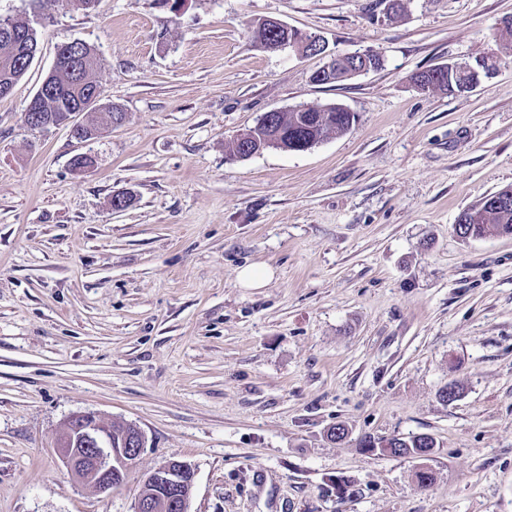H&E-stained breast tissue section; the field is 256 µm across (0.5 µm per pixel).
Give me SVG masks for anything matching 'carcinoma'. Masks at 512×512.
I'll list each match as a JSON object with an SVG mask.
<instances>
[{
    "label": "carcinoma",
    "instance_id": "carcinoma-1",
    "mask_svg": "<svg viewBox=\"0 0 512 512\" xmlns=\"http://www.w3.org/2000/svg\"><path fill=\"white\" fill-rule=\"evenodd\" d=\"M12 30L26 41L38 43L37 29L27 22L1 20L0 21V81L7 78L17 82L26 69L18 66L17 55L20 52L18 40L5 37L3 31ZM69 45H62L57 54L59 63L52 71L54 93L40 103L41 111L50 116L63 112H70L77 107L78 99L82 97V86H97L96 66H89L81 70V75L74 74L71 64L72 55ZM470 80V74H450L438 71L435 68L415 73L412 81L424 90L450 91V86H458ZM109 112L112 124L118 125L123 119L122 111L112 105L104 107L90 106L86 109V120L80 126V135L89 138L100 130L97 113ZM356 121L345 107L340 104L324 106H310L306 111L290 109L274 113L272 125H260L251 128L227 145V154L234 158H246L267 147L297 151L299 148H310L332 136H340L352 128ZM465 223L453 225L457 236L483 237L486 235H507L512 230V206L491 207L478 205L463 211ZM363 446L373 451L380 450L393 456L406 455L410 452H419L423 448L435 447L434 439L426 434L404 437H393L379 447L371 440L363 441Z\"/></svg>",
    "mask_w": 512,
    "mask_h": 512
}]
</instances>
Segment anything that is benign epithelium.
Returning <instances> with one entry per match:
<instances>
[{"instance_id": "7a95c632", "label": "benign epithelium", "mask_w": 512, "mask_h": 512, "mask_svg": "<svg viewBox=\"0 0 512 512\" xmlns=\"http://www.w3.org/2000/svg\"><path fill=\"white\" fill-rule=\"evenodd\" d=\"M274 24L284 31L285 39L261 44L259 48L275 51L292 43L307 53L326 55L322 51L323 40L320 36L298 32L277 20ZM351 57L353 65L348 67L346 78L373 70V65L368 61V52H354ZM52 93L53 87L47 77L25 112L28 125L38 129L70 125L84 103L90 104L100 98L98 88L85 91L79 109L60 117L48 118L39 112L38 103L41 98ZM144 446V433L136 426L132 427V432L121 445L112 444V427L94 411L80 412L68 418L57 443L59 455L71 475L98 492L122 484L135 467ZM194 479L195 472L190 463L175 458L166 461L143 477V483L155 489V498L138 497L133 512H157L159 507L164 508V512H189Z\"/></svg>"}]
</instances>
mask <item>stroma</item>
<instances>
[{
  "mask_svg": "<svg viewBox=\"0 0 512 512\" xmlns=\"http://www.w3.org/2000/svg\"><path fill=\"white\" fill-rule=\"evenodd\" d=\"M507 16L512 0H404L392 20L381 0H0L40 34L0 97V512H132L171 458L195 470L189 512H512V236L453 231L512 186ZM263 19L383 66L312 84L323 58L256 48ZM75 40L124 113L88 141L24 122ZM484 55L498 71L471 92L411 83ZM327 104L355 113L346 134L225 153L265 112ZM251 265L264 287L239 286ZM89 410L145 435L106 493L55 449ZM419 434L429 456L361 446ZM272 271L265 267L250 266L238 273V281L243 288H261L272 277Z\"/></svg>",
  "mask_w": 512,
  "mask_h": 512,
  "instance_id": "1",
  "label": "stroma"
}]
</instances>
